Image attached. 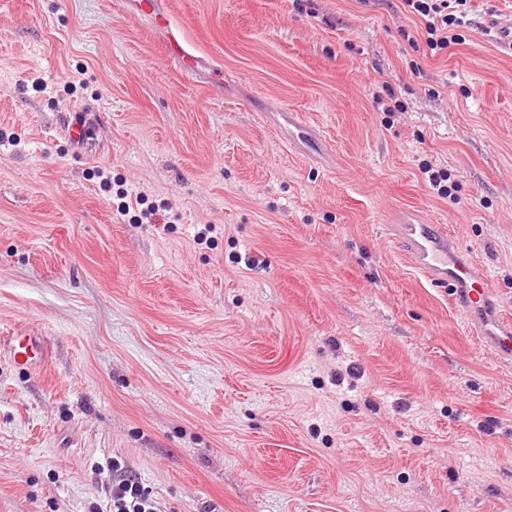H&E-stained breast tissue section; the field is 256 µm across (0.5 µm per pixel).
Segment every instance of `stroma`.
Returning a JSON list of instances; mask_svg holds the SVG:
<instances>
[{"instance_id":"stroma-1","label":"stroma","mask_w":512,"mask_h":512,"mask_svg":"<svg viewBox=\"0 0 512 512\" xmlns=\"http://www.w3.org/2000/svg\"><path fill=\"white\" fill-rule=\"evenodd\" d=\"M164 8L0 0V336L49 349L0 356V512L112 458L162 512H512V364L395 243L445 226L512 317V0L435 55L402 0ZM0 354L16 367L41 371L48 361V349L42 336H31L26 330H16L12 336H0Z\"/></svg>"}]
</instances>
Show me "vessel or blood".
Here are the masks:
<instances>
[{
  "label": "vessel or blood",
  "instance_id": "1",
  "mask_svg": "<svg viewBox=\"0 0 512 512\" xmlns=\"http://www.w3.org/2000/svg\"><path fill=\"white\" fill-rule=\"evenodd\" d=\"M398 239L417 274L434 286L448 289L481 344L501 361L512 363V319L490 308L491 289L486 277L446 228L408 222L399 225ZM0 355L30 371L42 370L48 361L44 338L24 330L6 338L0 336Z\"/></svg>",
  "mask_w": 512,
  "mask_h": 512
}]
</instances>
